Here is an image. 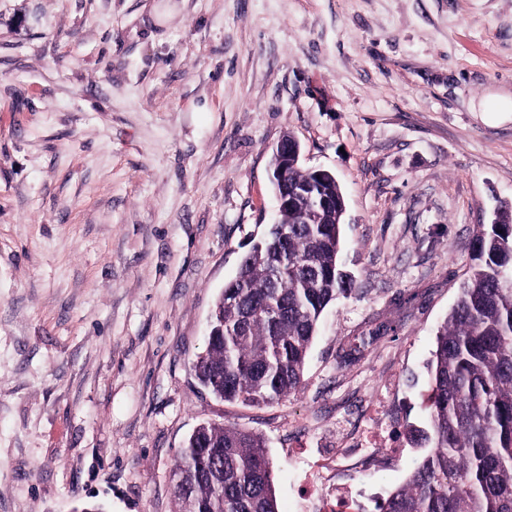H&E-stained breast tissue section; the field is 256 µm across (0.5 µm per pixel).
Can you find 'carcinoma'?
<instances>
[{
    "mask_svg": "<svg viewBox=\"0 0 512 512\" xmlns=\"http://www.w3.org/2000/svg\"><path fill=\"white\" fill-rule=\"evenodd\" d=\"M309 186L311 201H341L335 179L296 165L285 187ZM300 199L243 257L224 286L194 368L201 385L227 402L269 404L298 392L325 309L352 292L340 262L343 210ZM428 423L413 428L430 448L407 481L375 512H512V210L482 225L469 279L436 336L429 369ZM175 470L191 476L180 512H279L264 441L238 427L202 424Z\"/></svg>",
    "mask_w": 512,
    "mask_h": 512,
    "instance_id": "1",
    "label": "carcinoma"
}]
</instances>
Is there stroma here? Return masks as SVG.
<instances>
[{"label": "stroma", "instance_id": "stroma-1", "mask_svg": "<svg viewBox=\"0 0 512 512\" xmlns=\"http://www.w3.org/2000/svg\"><path fill=\"white\" fill-rule=\"evenodd\" d=\"M512 0H0V512H176L202 423L261 435L279 512L383 400L424 425L478 225L512 204ZM345 196L352 294L295 395L216 398L193 363L275 218L272 150ZM422 449L344 476L387 497Z\"/></svg>", "mask_w": 512, "mask_h": 512}]
</instances>
